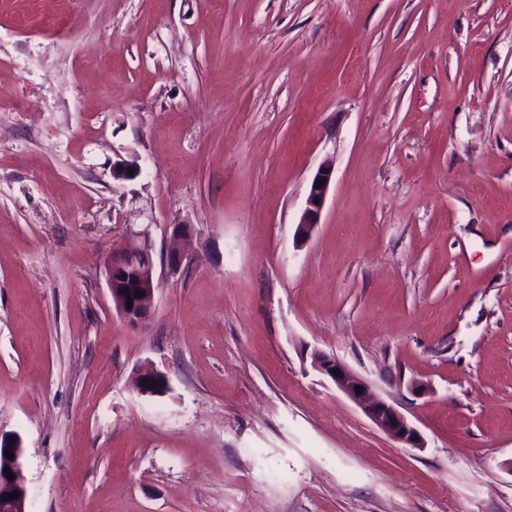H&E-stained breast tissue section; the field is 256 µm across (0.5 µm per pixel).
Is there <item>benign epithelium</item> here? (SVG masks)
Here are the masks:
<instances>
[{
  "mask_svg": "<svg viewBox=\"0 0 512 512\" xmlns=\"http://www.w3.org/2000/svg\"><path fill=\"white\" fill-rule=\"evenodd\" d=\"M332 171L328 167L318 170L311 184L307 198V206L301 222L296 230V239L306 240L318 224L319 213L328 189ZM324 184H319V181ZM191 237L190 227L186 224H175L169 236L167 248L168 265L179 269L188 259L186 242ZM136 272L138 282L136 288L122 292L123 285L128 283L127 273ZM107 284L115 310L132 326L143 323L151 314L155 304L157 284L153 276V261L149 250L145 247L135 251L112 253L106 260ZM142 296H137V293ZM132 299V306H127V299ZM313 367L328 377L334 385L347 397L354 401L363 412L386 434L394 440L412 448L423 447L424 440L419 430L411 425L407 418L391 403L372 394L367 383L350 371L336 358L322 352L313 353ZM161 375V371L145 368L140 371L134 381V390L141 396H149L151 392L145 381H151ZM362 387V393L356 387ZM12 451L13 457L7 456ZM0 456L4 467L0 469V499L13 512H26L27 486L23 472L22 446L20 439L9 442V437L0 434ZM10 469L14 479L5 475L4 469ZM16 493V498L8 499L6 495Z\"/></svg>",
  "mask_w": 512,
  "mask_h": 512,
  "instance_id": "obj_1",
  "label": "benign epithelium"
}]
</instances>
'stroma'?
<instances>
[{"instance_id": "35a3bbf8", "label": "stroma", "mask_w": 512, "mask_h": 512, "mask_svg": "<svg viewBox=\"0 0 512 512\" xmlns=\"http://www.w3.org/2000/svg\"><path fill=\"white\" fill-rule=\"evenodd\" d=\"M0 432L27 512H512V0H0ZM332 171L329 167H321L311 184L310 193L307 198V206L301 222L297 225L296 240H306L311 235L316 224H318L319 213L328 189ZM318 180H324L320 185ZM191 237L190 227L186 224H175L169 236L167 248L168 265L174 269H179L188 259L186 252V242ZM129 271H136L138 275L136 288L123 287L128 283ZM106 276L115 310L132 326L143 323L152 312L158 289L153 276L152 256L148 248L113 252L106 260ZM122 289H127V293H122ZM139 292H144V295L137 297ZM127 298L132 299V307L127 306ZM312 357V366L354 401L382 431L412 448L423 447L424 440L419 430L393 404L373 395L363 379L335 357L322 352H314ZM334 370H340L341 374H335ZM356 386H362V393L357 394Z\"/></svg>"}]
</instances>
